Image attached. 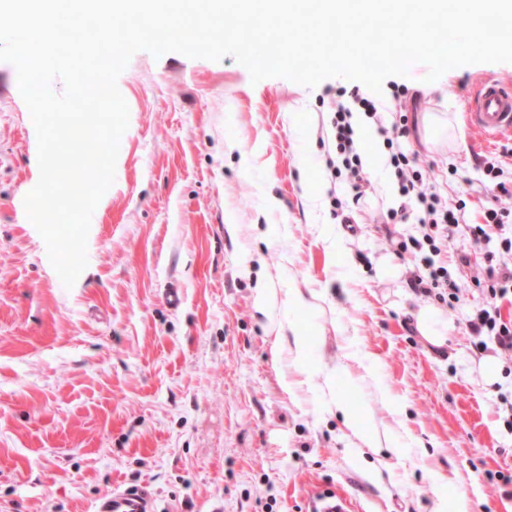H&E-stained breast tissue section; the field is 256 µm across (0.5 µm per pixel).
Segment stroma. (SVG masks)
Here are the masks:
<instances>
[{"label": "stroma", "mask_w": 512, "mask_h": 512, "mask_svg": "<svg viewBox=\"0 0 512 512\" xmlns=\"http://www.w3.org/2000/svg\"><path fill=\"white\" fill-rule=\"evenodd\" d=\"M427 73L416 63L402 79L420 95L402 145L433 164L444 200H465L472 224L490 203L479 161L512 147V133L483 144L464 120L468 94L488 77L512 83V63L431 83ZM343 84H255L229 56L134 54L117 82L129 126L115 179L93 213L88 265L68 288L26 215L37 137L16 70L0 62V512H92L115 488L143 485L155 512H307L327 489L348 493L358 512H433L432 474L455 471L470 512H512L501 481L512 475V430L498 410L512 362L468 333L482 293L462 291L444 309V344L427 342L408 282L416 260L392 243L416 224L378 221L401 203L389 167L370 174L353 223L331 213L347 184L329 178L331 110L319 97ZM428 112L446 114L454 138L424 143ZM339 230L341 251L331 244ZM383 260L398 277L377 276ZM262 286L316 292L296 322L332 359L345 326L405 404L422 459L352 454L316 384L283 389L290 362L273 361L254 311ZM487 356L500 361L492 384L478 371ZM336 390L377 429L392 425L371 382L341 377Z\"/></svg>", "instance_id": "stroma-1"}]
</instances>
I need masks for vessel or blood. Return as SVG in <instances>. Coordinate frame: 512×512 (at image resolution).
<instances>
[{
    "label": "vessel or blood",
    "mask_w": 512,
    "mask_h": 512,
    "mask_svg": "<svg viewBox=\"0 0 512 512\" xmlns=\"http://www.w3.org/2000/svg\"><path fill=\"white\" fill-rule=\"evenodd\" d=\"M469 125L485 136L512 131V86L495 80L481 83L465 114ZM97 512H152L151 494L134 486L107 496ZM309 512H353L350 498L334 492L317 497Z\"/></svg>",
    "instance_id": "b4317fda"
}]
</instances>
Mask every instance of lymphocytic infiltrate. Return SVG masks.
<instances>
[{"label":"lymphocytic infiltrate","instance_id":"f902f5d3","mask_svg":"<svg viewBox=\"0 0 512 512\" xmlns=\"http://www.w3.org/2000/svg\"><path fill=\"white\" fill-rule=\"evenodd\" d=\"M337 99L333 105L331 128L336 158L326 161L332 178H340L348 183L352 192L350 201L332 198L334 216L342 223H349L347 210L350 204L359 203L365 194L369 180L363 171L362 157L358 151L359 136L350 119L353 109H361L368 118H376L377 106L373 99L365 97L358 90L337 89ZM384 146L389 149L388 164L399 196L404 203L390 209L380 218L384 224L407 223L410 214L409 201H416L422 208L417 219V231L400 238L397 243L399 252L419 256L420 262L409 275V284L416 293L439 300H455L462 285L478 289L486 301L468 322L471 335L487 336L494 340L502 354L512 358V321L503 320L498 307L499 300L512 296V236L507 228L512 225V209L501 206V198H512V148L507 149L505 158H484L480 166L485 176L483 190L490 194L493 203L485 208L482 221L467 224L463 221L462 211L465 201L448 203L431 190L429 170L418 164L416 154L404 152L399 137L408 135V118L399 115L390 126L380 127ZM468 234L474 245L489 243L498 239L497 251L487 252L484 264L472 266L469 255H459L457 268L469 269L468 283H461L453 277L446 266L437 264L436 258L448 251L452 241L459 234Z\"/></svg>","mask_w":512,"mask_h":512}]
</instances>
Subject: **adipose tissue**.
Here are the masks:
<instances>
[{
	"label": "adipose tissue",
	"instance_id": "ef3b65f1",
	"mask_svg": "<svg viewBox=\"0 0 512 512\" xmlns=\"http://www.w3.org/2000/svg\"><path fill=\"white\" fill-rule=\"evenodd\" d=\"M307 299L304 293L297 288L291 289L287 298L278 299L276 293L269 288L259 289L256 295L255 309L264 316H271L275 308H282L284 316L282 320L272 323L271 329L275 334H282L283 330L293 333V366L294 376L285 380L286 388L293 389L303 386L309 380L311 374L318 373L322 376L320 387L323 406L326 410H334L340 413L347 429V437L354 453L362 450L379 452L381 449L390 450L399 463L415 461L413 451V437L410 433H399L393 430L378 432L368 425L361 414L356 413L347 402L336 392L337 377L349 376L352 365H360L365 371L366 378L378 380L379 375L373 364L367 363L364 357L352 348H345L336 363H327L325 356L310 357L311 341L298 330V326L292 316L295 308L306 305Z\"/></svg>",
	"mask_w": 512,
	"mask_h": 512
}]
</instances>
